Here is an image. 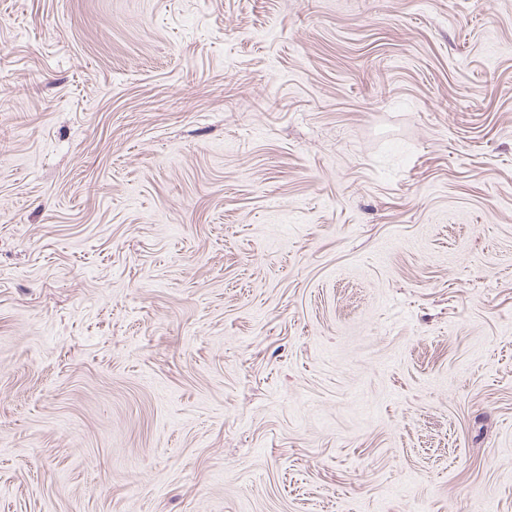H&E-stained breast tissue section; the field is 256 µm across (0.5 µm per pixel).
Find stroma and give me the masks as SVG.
<instances>
[{
	"label": "stroma",
	"mask_w": 512,
	"mask_h": 512,
	"mask_svg": "<svg viewBox=\"0 0 512 512\" xmlns=\"http://www.w3.org/2000/svg\"><path fill=\"white\" fill-rule=\"evenodd\" d=\"M0 512H512V0H0Z\"/></svg>",
	"instance_id": "stroma-1"
}]
</instances>
